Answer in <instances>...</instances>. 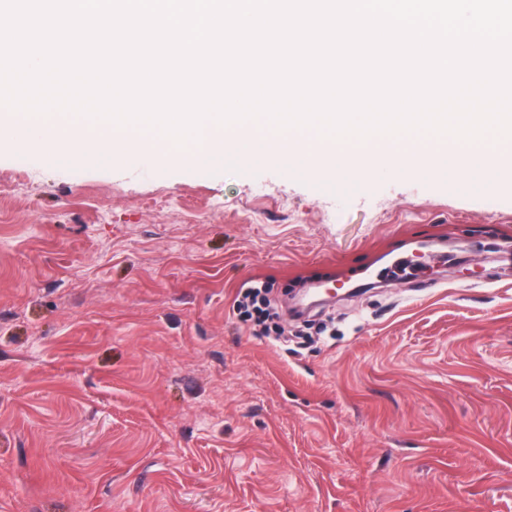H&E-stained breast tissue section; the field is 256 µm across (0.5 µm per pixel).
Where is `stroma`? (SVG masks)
<instances>
[{
	"label": "stroma",
	"mask_w": 512,
	"mask_h": 512,
	"mask_svg": "<svg viewBox=\"0 0 512 512\" xmlns=\"http://www.w3.org/2000/svg\"><path fill=\"white\" fill-rule=\"evenodd\" d=\"M503 179L277 162L46 167L0 135V512H512ZM370 286L285 320L330 272ZM268 288L266 284H253L247 288H241L238 292L236 303L240 313L253 318L259 323L265 324L269 319H281L283 312H279L278 307L272 304L268 297Z\"/></svg>",
	"instance_id": "35a3bbf8"
}]
</instances>
